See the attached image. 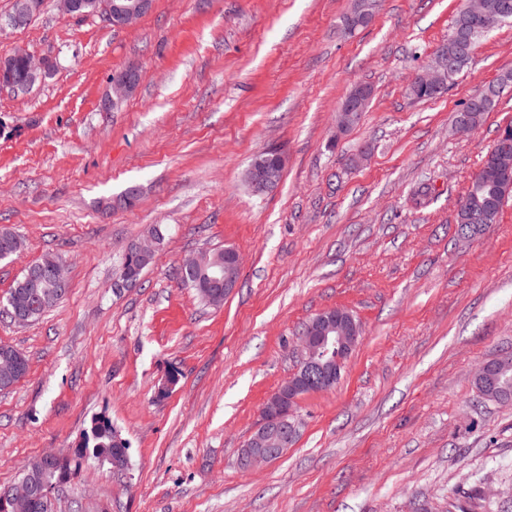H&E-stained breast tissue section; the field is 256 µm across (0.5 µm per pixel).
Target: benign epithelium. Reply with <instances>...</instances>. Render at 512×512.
<instances>
[{"label":"benign epithelium","mask_w":512,"mask_h":512,"mask_svg":"<svg viewBox=\"0 0 512 512\" xmlns=\"http://www.w3.org/2000/svg\"><path fill=\"white\" fill-rule=\"evenodd\" d=\"M485 3L486 0H464L462 12L474 20L484 21L488 30L500 23L502 18L497 16L490 22L486 21ZM46 4L47 0H20L14 12L0 18V35L8 29L24 27ZM52 4L63 16H75L83 9L86 15L95 16L109 26L128 29L152 9L153 0H123L121 3L112 0H52ZM454 58L455 54L449 52L439 55L411 85L410 91L421 87L434 95L445 94L454 75ZM55 68L56 63L52 59L35 56L20 46H14L0 54V88L26 93L51 76ZM140 79L141 70L136 65L114 71L102 110L107 112L132 95ZM367 95V90L359 88L348 94V101L342 102L337 113V133L343 134L355 125V113L364 111ZM501 142L503 147L497 152H488L486 160L491 169L508 173L512 171V153L506 147L508 136H502ZM284 168L285 157L278 151L269 150L255 155L246 172L250 193L260 197L270 194L274 190L276 176ZM159 246L158 238L150 234L132 244L128 252L146 258ZM183 265L207 275L210 282L224 289V295L228 296L237 287L241 258L236 249L226 247L222 266L209 251L184 261ZM28 280L49 282L59 288L69 286L65 264L60 259L54 260L50 266L28 270ZM361 336L360 322L349 310L340 307L321 312L309 324L307 332L299 338L301 364L264 403L260 426L239 451L237 462L240 468L248 470L270 463L294 445L299 433V421L294 412L297 401L310 389L326 391L339 383L345 362L359 344ZM18 370L19 363L15 357L8 353L1 355L0 387L5 390L11 388ZM39 490V475L27 473L24 480L0 492V512H25Z\"/></svg>","instance_id":"7a95c632"}]
</instances>
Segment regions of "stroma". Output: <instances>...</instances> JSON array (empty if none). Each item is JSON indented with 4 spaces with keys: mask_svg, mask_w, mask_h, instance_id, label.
Listing matches in <instances>:
<instances>
[{
    "mask_svg": "<svg viewBox=\"0 0 512 512\" xmlns=\"http://www.w3.org/2000/svg\"><path fill=\"white\" fill-rule=\"evenodd\" d=\"M371 2L352 32L354 0H154L126 30L49 5L0 37V52L58 63L27 94L0 89V227L25 240L0 261V304L45 254L70 279L36 322L0 316V344L29 359L0 391V486L104 415L128 469L86 461L52 491V512H512V403L473 385L512 354V199L471 237L455 222L512 122V86L474 132L454 128L463 102L512 73V23L447 93L417 99L408 85L464 0ZM131 63L136 93L102 111L109 76ZM358 84L371 104L337 134ZM270 148L286 167L258 199L245 170ZM156 224L165 246L118 287L127 246ZM224 247L242 266L215 307L176 272ZM332 307L363 330L340 383L299 401L286 454L239 468L264 401L299 365L302 326Z\"/></svg>",
    "mask_w": 512,
    "mask_h": 512,
    "instance_id": "stroma-1",
    "label": "stroma"
}]
</instances>
